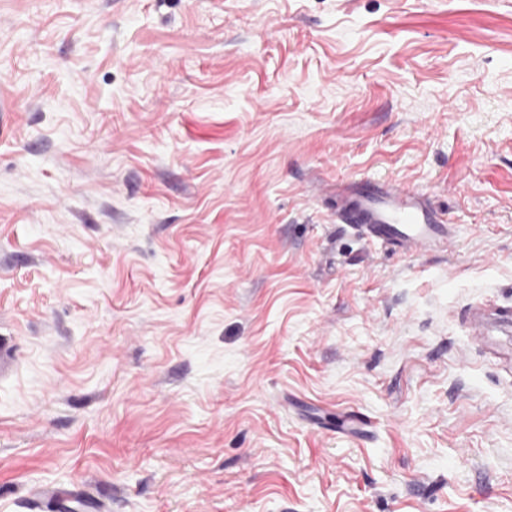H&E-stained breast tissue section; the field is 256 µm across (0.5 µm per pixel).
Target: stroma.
Returning a JSON list of instances; mask_svg holds the SVG:
<instances>
[{"label":"stroma","mask_w":512,"mask_h":512,"mask_svg":"<svg viewBox=\"0 0 512 512\" xmlns=\"http://www.w3.org/2000/svg\"><path fill=\"white\" fill-rule=\"evenodd\" d=\"M1 104L0 512H512V0H0ZM338 196V220L361 224L369 235L389 241L401 253L414 255L433 248L451 253L455 248L445 213L435 210L425 194L408 186L396 182H366L363 188L344 185Z\"/></svg>","instance_id":"35a3bbf8"}]
</instances>
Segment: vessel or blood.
Here are the masks:
<instances>
[{"label": "vessel or blood", "mask_w": 512, "mask_h": 512, "mask_svg": "<svg viewBox=\"0 0 512 512\" xmlns=\"http://www.w3.org/2000/svg\"><path fill=\"white\" fill-rule=\"evenodd\" d=\"M338 220L358 224L371 236L392 243L401 253L414 255L429 249L453 251L455 238L444 213L429 198L399 183L346 185L338 192Z\"/></svg>", "instance_id": "vessel-or-blood-1"}]
</instances>
